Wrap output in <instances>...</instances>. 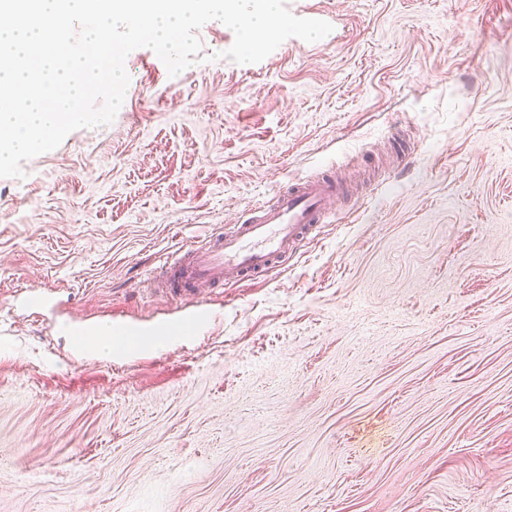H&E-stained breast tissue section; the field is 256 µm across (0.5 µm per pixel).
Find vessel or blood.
Here are the masks:
<instances>
[{"mask_svg":"<svg viewBox=\"0 0 512 512\" xmlns=\"http://www.w3.org/2000/svg\"><path fill=\"white\" fill-rule=\"evenodd\" d=\"M350 196L347 180L319 171L252 205L240 223L163 257L147 285L175 305L169 328L198 335L212 320L204 301L213 291L263 279L311 244L333 217L332 203Z\"/></svg>","mask_w":512,"mask_h":512,"instance_id":"vessel-or-blood-1","label":"vessel or blood"}]
</instances>
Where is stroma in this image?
<instances>
[{
    "label": "stroma",
    "instance_id": "stroma-1",
    "mask_svg": "<svg viewBox=\"0 0 512 512\" xmlns=\"http://www.w3.org/2000/svg\"><path fill=\"white\" fill-rule=\"evenodd\" d=\"M287 7L332 32L240 65L212 20L174 77L136 49L111 124L0 178V512H512V0ZM369 157L387 194L199 335L81 355L15 301L174 318L132 290L167 252Z\"/></svg>",
    "mask_w": 512,
    "mask_h": 512
}]
</instances>
